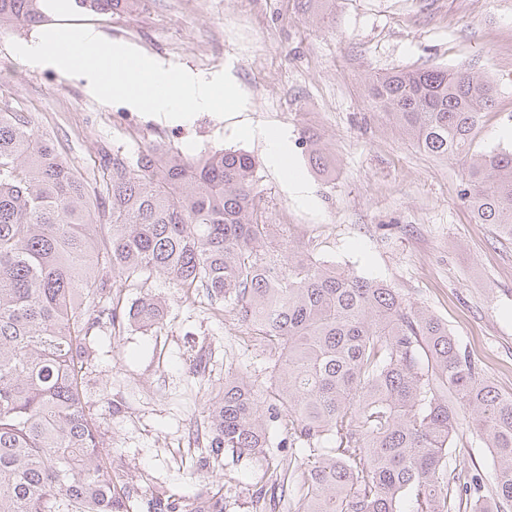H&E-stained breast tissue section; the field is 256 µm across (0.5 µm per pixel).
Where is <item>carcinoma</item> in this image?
<instances>
[{
  "mask_svg": "<svg viewBox=\"0 0 512 512\" xmlns=\"http://www.w3.org/2000/svg\"><path fill=\"white\" fill-rule=\"evenodd\" d=\"M53 0H0V28L47 21ZM495 87L467 68H401L369 94L420 150L469 153ZM313 168L328 159L305 141ZM100 201L28 116L0 110V512H133L106 467L83 368L106 313L109 276L159 272L235 306L278 355L276 403L242 374L209 407L207 448L264 458L284 423L297 512H504L512 505V393L500 392L434 315L398 289L302 256L264 220L247 151L185 158L154 147L104 154ZM462 199L512 239V152L472 159ZM128 321L155 326L141 298ZM473 426L493 459L483 477L454 446ZM191 512H224L208 492Z\"/></svg>",
  "mask_w": 512,
  "mask_h": 512,
  "instance_id": "carcinoma-1",
  "label": "carcinoma"
}]
</instances>
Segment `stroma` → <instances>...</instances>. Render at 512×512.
<instances>
[{"mask_svg": "<svg viewBox=\"0 0 512 512\" xmlns=\"http://www.w3.org/2000/svg\"><path fill=\"white\" fill-rule=\"evenodd\" d=\"M56 26L95 27L163 65L205 78L229 71L247 96L237 116L203 112L187 121L138 115L113 123L118 107L97 101L86 78L28 63L11 43L37 40L41 27L0 29V108L27 113L88 179L113 149L134 155L156 143L187 157L244 150L257 162L265 221L304 255L384 280L410 304L444 322L500 391L512 393V240L474 223L461 197L462 162L424 153L368 94L392 69L463 66L488 74L494 107L483 113L473 152L512 150V0H131L97 14L69 6ZM278 133L304 180L297 195L270 161L265 133ZM314 137L333 166L314 171L302 143ZM152 296L159 326L101 329L84 372V397L109 453L118 488L146 503L171 495L178 512L222 490L224 512H296L291 497L259 498L288 451L271 433L267 458L209 457L195 431L229 369L272 393L276 359L236 311L165 275L111 281L109 300L129 308ZM456 444L469 471L492 486L485 441L462 425Z\"/></svg>", "mask_w": 512, "mask_h": 512, "instance_id": "stroma-1", "label": "stroma"}]
</instances>
